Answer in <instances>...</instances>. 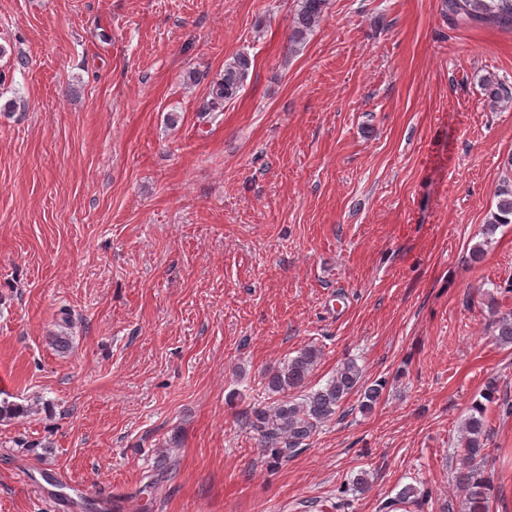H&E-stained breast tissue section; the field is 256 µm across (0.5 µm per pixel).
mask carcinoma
Masks as SVG:
<instances>
[{
  "mask_svg": "<svg viewBox=\"0 0 512 512\" xmlns=\"http://www.w3.org/2000/svg\"><path fill=\"white\" fill-rule=\"evenodd\" d=\"M448 19L461 24L491 23L502 29H512V0H444ZM327 0H299V9L294 21L292 41H301L323 19ZM250 62L247 56L238 55L224 65V78L213 83L209 99L203 112L210 119H217L224 112V102L233 99L248 75ZM502 224H512V184L498 189L496 210L490 213L482 229L483 241L471 248V259L479 261L485 251L488 238ZM491 328L497 342L512 347V308L493 299L490 302ZM320 350L314 346L302 349L287 364L269 372L265 377V390L271 394L288 395V392L306 387ZM386 382L376 380L370 385L361 383V370L349 360L337 367L335 375L327 383L306 393L301 401L286 399L274 407L256 410L247 417V425L260 438L261 446L272 448L279 460H288L299 451V446L308 440L317 429L333 419L346 399L358 394L360 410L370 412L380 402ZM497 393V381L487 382L483 401L470 406L460 431L459 445L462 448L460 467L455 480L465 494L467 512H488L491 496V475L488 467L492 463L489 440L490 420L486 403ZM429 492L414 484L403 486L396 497L383 505L387 512L396 506L411 505L423 508L428 504Z\"/></svg>",
  "mask_w": 512,
  "mask_h": 512,
  "instance_id": "1",
  "label": "carcinoma"
}]
</instances>
